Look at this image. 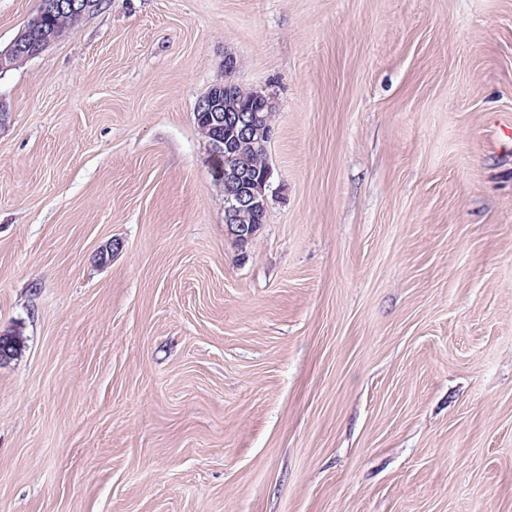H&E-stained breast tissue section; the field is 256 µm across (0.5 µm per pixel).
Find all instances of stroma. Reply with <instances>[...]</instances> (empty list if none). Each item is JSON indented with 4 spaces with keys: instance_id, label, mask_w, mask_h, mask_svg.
I'll list each match as a JSON object with an SVG mask.
<instances>
[{
    "instance_id": "obj_1",
    "label": "stroma",
    "mask_w": 512,
    "mask_h": 512,
    "mask_svg": "<svg viewBox=\"0 0 512 512\" xmlns=\"http://www.w3.org/2000/svg\"><path fill=\"white\" fill-rule=\"evenodd\" d=\"M0 99V512H512V0H102ZM220 86L210 90L209 98H204L205 95L197 101L194 112L199 113L194 115L202 136L207 139L210 136L213 172L224 185V224L236 242L245 245L262 226L258 216H264L268 210L273 171L267 153L276 103L270 93L247 89V98L256 106L245 107L237 83L227 80L221 90L224 102L215 105L211 96ZM206 110H210L208 134ZM224 128L231 132L226 137ZM261 158L265 159V165L259 168L257 160Z\"/></svg>"
}]
</instances>
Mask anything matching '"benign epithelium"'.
I'll use <instances>...</instances> for the list:
<instances>
[{
  "label": "benign epithelium",
  "instance_id": "benign-epithelium-1",
  "mask_svg": "<svg viewBox=\"0 0 512 512\" xmlns=\"http://www.w3.org/2000/svg\"><path fill=\"white\" fill-rule=\"evenodd\" d=\"M50 45L47 39L33 50L21 43H11L0 52V68L7 69L13 59L32 58ZM237 83H224V102L200 98L195 111L208 112V135L215 176L224 185V224L241 245L248 243L260 230L258 217L266 214L273 175L270 164L260 167L257 160L267 158L276 112L274 97L256 89L247 90L255 107L243 105Z\"/></svg>",
  "mask_w": 512,
  "mask_h": 512
}]
</instances>
